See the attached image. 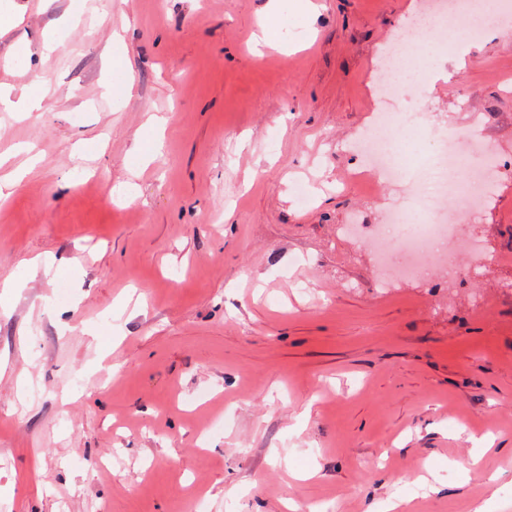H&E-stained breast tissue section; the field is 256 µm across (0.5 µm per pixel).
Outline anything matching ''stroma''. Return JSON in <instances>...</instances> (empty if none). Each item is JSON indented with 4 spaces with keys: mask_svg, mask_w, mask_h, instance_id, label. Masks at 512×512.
Masks as SVG:
<instances>
[{
    "mask_svg": "<svg viewBox=\"0 0 512 512\" xmlns=\"http://www.w3.org/2000/svg\"><path fill=\"white\" fill-rule=\"evenodd\" d=\"M418 2L280 0L258 51L268 0H0V512H512V173L448 244L466 282L379 287L339 231L410 199L355 175ZM406 67L397 111L512 157V39Z\"/></svg>",
    "mask_w": 512,
    "mask_h": 512,
    "instance_id": "35a3bbf8",
    "label": "stroma"
}]
</instances>
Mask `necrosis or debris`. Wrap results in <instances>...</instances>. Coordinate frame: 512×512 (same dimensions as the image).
Instances as JSON below:
<instances>
[{"label":"necrosis or debris","mask_w":512,"mask_h":512,"mask_svg":"<svg viewBox=\"0 0 512 512\" xmlns=\"http://www.w3.org/2000/svg\"><path fill=\"white\" fill-rule=\"evenodd\" d=\"M426 29L447 32L449 36L481 34L485 25L512 18V0H435L423 15ZM411 32L397 49L395 77L386 80L381 94L383 107L362 142L369 158L367 171L390 183L400 182L405 171L417 172L410 188L412 205L398 204L385 223L374 225L373 237L381 256L396 249L407 250L410 264L404 272L418 276L446 260V246L457 214L448 207L449 199H459L465 210L477 208L485 198L486 187L495 171H512V161L490 163L486 148L474 132L449 135L430 117L415 111L398 117L393 106L408 90L402 73L411 48L421 40Z\"/></svg>","instance_id":"necrosis-or-debris-1"}]
</instances>
